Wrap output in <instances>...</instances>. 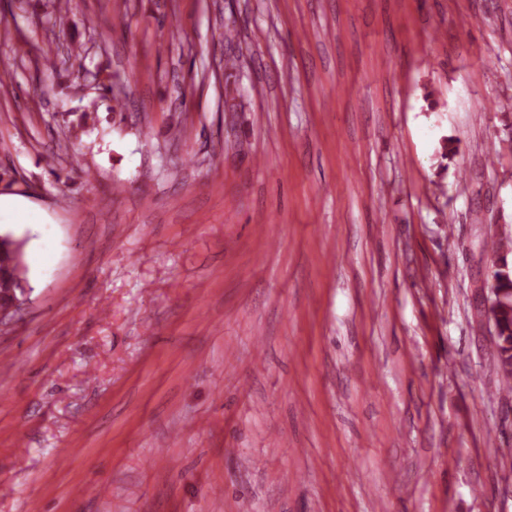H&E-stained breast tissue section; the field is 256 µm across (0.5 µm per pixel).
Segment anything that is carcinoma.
<instances>
[{"mask_svg": "<svg viewBox=\"0 0 512 512\" xmlns=\"http://www.w3.org/2000/svg\"><path fill=\"white\" fill-rule=\"evenodd\" d=\"M507 246L488 247V291L501 306L499 333L493 341L499 384L512 380V235L499 237ZM32 292L23 259L22 242L11 233H0V313L24 303Z\"/></svg>", "mask_w": 512, "mask_h": 512, "instance_id": "1", "label": "carcinoma"}]
</instances>
